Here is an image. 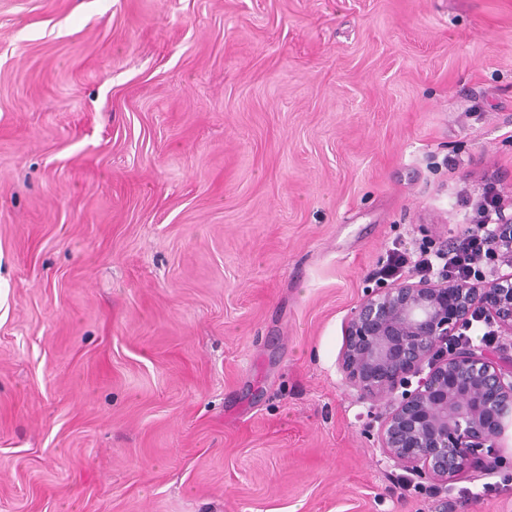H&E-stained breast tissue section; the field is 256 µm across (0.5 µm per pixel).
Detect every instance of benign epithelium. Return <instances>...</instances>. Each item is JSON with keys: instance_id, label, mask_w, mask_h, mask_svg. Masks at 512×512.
Wrapping results in <instances>:
<instances>
[{"instance_id": "benign-epithelium-1", "label": "benign epithelium", "mask_w": 512, "mask_h": 512, "mask_svg": "<svg viewBox=\"0 0 512 512\" xmlns=\"http://www.w3.org/2000/svg\"><path fill=\"white\" fill-rule=\"evenodd\" d=\"M493 253L512 266V216ZM512 337V273L473 284L403 281L367 292L349 321L340 366L368 397H386L383 454L421 479L448 483L500 447L512 424V354L451 342L472 318ZM417 386H412V379Z\"/></svg>"}]
</instances>
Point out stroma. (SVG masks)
<instances>
[{
    "label": "stroma",
    "instance_id": "1",
    "mask_svg": "<svg viewBox=\"0 0 512 512\" xmlns=\"http://www.w3.org/2000/svg\"><path fill=\"white\" fill-rule=\"evenodd\" d=\"M489 181L512 0H0V512H512L339 367Z\"/></svg>",
    "mask_w": 512,
    "mask_h": 512
}]
</instances>
